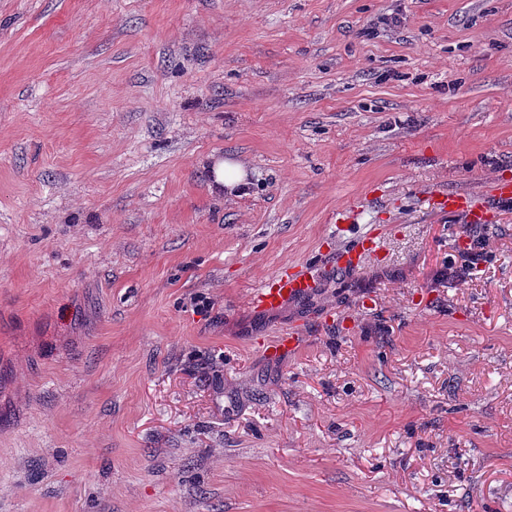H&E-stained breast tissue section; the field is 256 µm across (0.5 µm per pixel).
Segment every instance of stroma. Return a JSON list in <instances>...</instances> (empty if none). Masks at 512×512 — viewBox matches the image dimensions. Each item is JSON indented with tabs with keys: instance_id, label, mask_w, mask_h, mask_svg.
Instances as JSON below:
<instances>
[{
	"instance_id": "stroma-1",
	"label": "stroma",
	"mask_w": 512,
	"mask_h": 512,
	"mask_svg": "<svg viewBox=\"0 0 512 512\" xmlns=\"http://www.w3.org/2000/svg\"><path fill=\"white\" fill-rule=\"evenodd\" d=\"M502 177L512 0H0V512H512ZM213 172L215 174L214 186L217 190L224 191L227 198L239 195L247 186V171L244 162L240 159L218 160L213 165ZM477 196L465 191H448L438 194V204L448 213H465L468 224L482 226L489 222L486 205ZM315 286L307 266L287 265L254 291L249 305L259 311L275 312L289 301L303 298ZM301 331L297 327L281 330L276 336H266L257 340L260 351L269 358H279L291 354L298 346Z\"/></svg>"
}]
</instances>
